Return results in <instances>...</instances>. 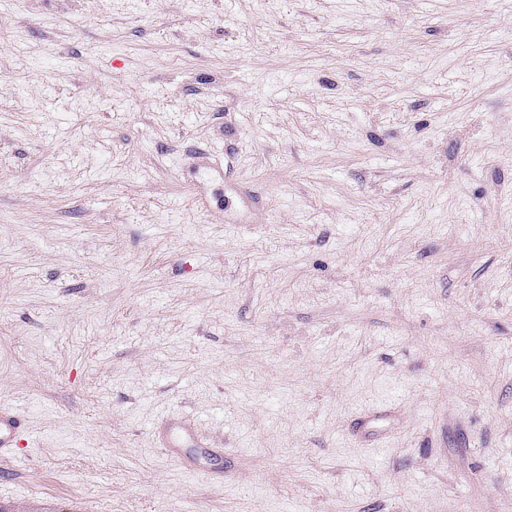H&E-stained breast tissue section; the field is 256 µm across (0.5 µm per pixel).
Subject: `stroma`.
<instances>
[{"label":"stroma","mask_w":512,"mask_h":512,"mask_svg":"<svg viewBox=\"0 0 512 512\" xmlns=\"http://www.w3.org/2000/svg\"><path fill=\"white\" fill-rule=\"evenodd\" d=\"M1 400L4 499L512 512V0H0ZM27 419L22 412L9 405H0V472L11 471L12 464L20 458L22 437ZM166 432L169 434L168 443L164 442L165 452L172 455L174 448H182L185 443H195V448H209V443L204 442L198 434L196 425L190 420L176 419L165 425Z\"/></svg>","instance_id":"1"}]
</instances>
